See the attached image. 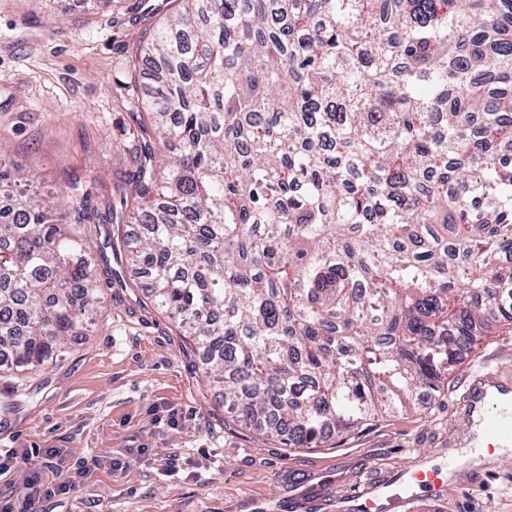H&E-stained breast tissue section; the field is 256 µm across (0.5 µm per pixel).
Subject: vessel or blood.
<instances>
[{
    "instance_id": "1",
    "label": "vessel or blood",
    "mask_w": 512,
    "mask_h": 512,
    "mask_svg": "<svg viewBox=\"0 0 512 512\" xmlns=\"http://www.w3.org/2000/svg\"><path fill=\"white\" fill-rule=\"evenodd\" d=\"M468 415L476 428V446L494 445L499 440L512 441V384H503L493 374L475 376L466 390ZM446 479L442 472L420 468L406 471L391 479L371 478L361 490L351 495L352 512H386L397 506L412 512V496L416 489L426 486L442 490ZM342 498L334 487L323 488L311 498L297 497L290 504L292 512H338Z\"/></svg>"
}]
</instances>
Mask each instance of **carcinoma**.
<instances>
[{
    "mask_svg": "<svg viewBox=\"0 0 512 512\" xmlns=\"http://www.w3.org/2000/svg\"><path fill=\"white\" fill-rule=\"evenodd\" d=\"M177 2L108 192L72 176L58 213L0 161V371H40L113 286L286 448L436 393L512 325V0Z\"/></svg>",
    "mask_w": 512,
    "mask_h": 512,
    "instance_id": "cac0c4a2",
    "label": "carcinoma"
}]
</instances>
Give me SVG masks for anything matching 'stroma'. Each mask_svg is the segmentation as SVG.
Listing matches in <instances>:
<instances>
[{"instance_id":"stroma-1","label":"stroma","mask_w":512,"mask_h":512,"mask_svg":"<svg viewBox=\"0 0 512 512\" xmlns=\"http://www.w3.org/2000/svg\"><path fill=\"white\" fill-rule=\"evenodd\" d=\"M175 10L174 0H0V140L9 163L33 170L35 191L65 195L70 171L111 179L134 101L151 83L136 44ZM103 294L89 330L21 378V409L0 414V450L65 454L47 478L70 490L38 512H291L290 497L324 483L346 495L370 474L452 461L443 494L419 495L416 512H512V447H473L463 399L470 375L512 377V328L461 351L415 409L294 449L226 422L222 387L167 317L129 289ZM139 448L142 462L108 470Z\"/></svg>"}]
</instances>
